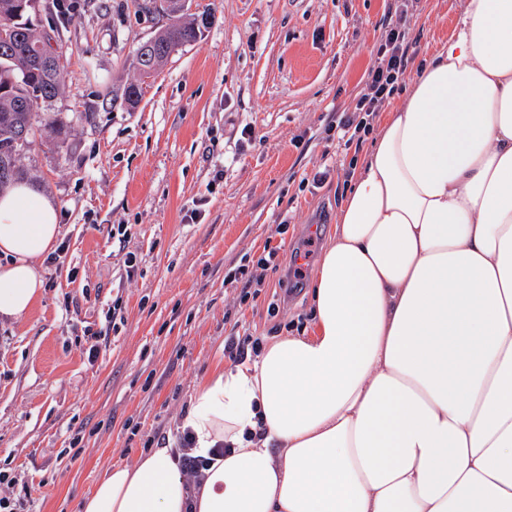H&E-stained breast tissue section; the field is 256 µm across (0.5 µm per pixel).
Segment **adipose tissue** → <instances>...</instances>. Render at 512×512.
Segmentation results:
<instances>
[{
	"label": "adipose tissue",
	"instance_id": "ef3b65f1",
	"mask_svg": "<svg viewBox=\"0 0 512 512\" xmlns=\"http://www.w3.org/2000/svg\"><path fill=\"white\" fill-rule=\"evenodd\" d=\"M59 207L0 193V318L40 299ZM308 330L216 365L174 449L77 512H512V0H461L386 113L313 280ZM194 441L190 437L188 432L179 435L178 437V448L182 452L180 456L181 470L182 473L187 477L188 481L199 484L201 477L203 476L201 470L206 467L207 463L205 460L200 459L198 456L191 455L188 450L193 448Z\"/></svg>",
	"mask_w": 512,
	"mask_h": 512
}]
</instances>
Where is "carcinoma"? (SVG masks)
Returning <instances> with one entry per match:
<instances>
[{
    "label": "carcinoma",
    "instance_id": "1",
    "mask_svg": "<svg viewBox=\"0 0 512 512\" xmlns=\"http://www.w3.org/2000/svg\"><path fill=\"white\" fill-rule=\"evenodd\" d=\"M26 0H0V192L23 181V155L31 148L40 104L56 97L63 85L58 52L43 59L46 34L34 23ZM169 23L154 36L156 48L136 60L142 76L154 74L178 48L198 40L212 14L183 19L179 0H166Z\"/></svg>",
    "mask_w": 512,
    "mask_h": 512
}]
</instances>
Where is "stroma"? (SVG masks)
<instances>
[{"instance_id": "1", "label": "stroma", "mask_w": 512, "mask_h": 512, "mask_svg": "<svg viewBox=\"0 0 512 512\" xmlns=\"http://www.w3.org/2000/svg\"><path fill=\"white\" fill-rule=\"evenodd\" d=\"M66 2V12L56 0L35 5L64 85L42 104L24 159L60 208L65 250L43 262L44 294L28 316L0 321V497L25 512H75L154 431L176 439L196 385L228 363L232 330L267 340L304 327L353 162L370 147L333 127L393 23L408 34L409 82L457 10V0H194L211 25L142 80L134 50L167 16L139 0ZM54 118L71 126L65 141L44 127ZM117 224L126 238H113ZM268 246L280 268L238 303L232 271ZM305 250L297 280L288 270ZM101 329L92 361L86 333Z\"/></svg>"}]
</instances>
